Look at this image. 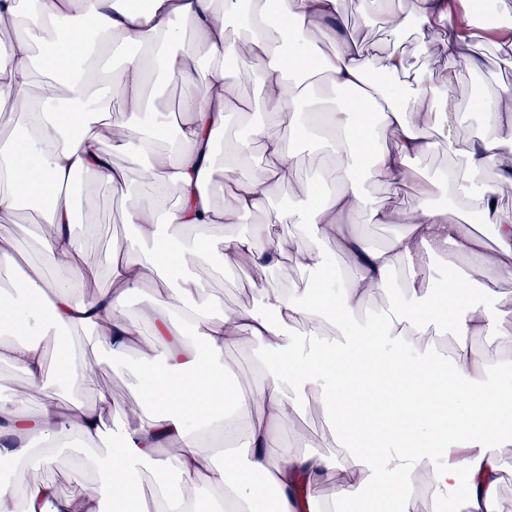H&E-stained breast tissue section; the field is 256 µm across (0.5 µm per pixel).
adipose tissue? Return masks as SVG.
<instances>
[{
  "label": "adipose tissue",
  "mask_w": 512,
  "mask_h": 512,
  "mask_svg": "<svg viewBox=\"0 0 512 512\" xmlns=\"http://www.w3.org/2000/svg\"><path fill=\"white\" fill-rule=\"evenodd\" d=\"M455 0H388L380 20L390 34L419 24L448 61L444 88H436L408 57L382 61V79L365 64V48L348 30L341 0H0V27L14 30L0 59V118L26 117L23 133L0 138V238L25 201L43 203L48 233L32 272L14 276L0 292V360L22 369L37 403L0 398V459L17 468L16 489L0 488V512H303L318 502L328 474L338 476L336 499L358 502L361 512H424L425 500L441 502L460 479L468 488L462 512H497L500 460L494 447L512 446V362L493 359L475 342L512 344V310L489 314L477 295L494 296L512 280V215L497 205L494 185H512V92L492 91L475 101L491 129L478 139L458 132L453 94L458 67L478 70L483 34H461ZM194 29L192 47L182 43V22ZM247 29L230 42L229 27ZM53 48L36 55L44 31ZM321 40H312L313 31ZM265 72L262 104L268 120L249 137L233 141L218 158L215 132L232 114L252 111L235 87L240 60ZM61 76L65 99L54 86L33 98L36 69ZM177 75L183 85L180 129L168 147L155 143L166 114L151 111L146 87L157 72ZM209 74L208 90L195 88ZM341 94L334 110L317 106V92ZM124 118L116 130L102 116L113 93ZM333 140L318 151L332 170L335 188L320 180L299 181L293 141L322 128ZM389 141H381L380 132ZM445 143L455 164L438 179H420L414 161ZM261 149L266 166L253 171ZM140 158L135 191L114 156ZM106 187L123 202L133 231L122 258L113 259L110 288L93 297L78 289L96 280L94 267L78 269L84 249L80 227L90 213L73 206L77 177ZM412 185L415 217L386 244L363 235L358 216L392 224L383 205H367L365 181ZM291 182L302 204L277 224L310 232L308 245L267 227V247L251 236H226L221 246L201 236L214 224L232 225L270 200L273 186ZM224 183L223 207L211 193ZM178 199L165 207L167 186ZM489 225L493 251L469 229L466 213ZM187 229L175 237L172 227ZM334 243L336 254L323 242ZM449 251L465 270L457 287L444 288L434 259ZM219 254L223 265L264 270L289 259L308 272L301 287L284 289L253 281L260 302L233 310L210 308L207 284L191 267ZM348 274H335L336 258ZM493 268L496 278L472 285L467 273ZM158 286L139 310L128 301L146 273ZM405 286L398 298L367 315L368 300L386 291L397 273ZM441 322L455 342L440 364L427 326ZM300 323L302 336L290 327ZM64 331L94 335L91 357L76 360L62 349L58 370H45L46 341ZM270 354L260 383L247 392L225 381L224 354L238 347ZM138 353L139 410L110 425L107 395L93 402L73 397L77 379L93 366L124 365ZM318 397L336 427L338 455L314 453L303 436L297 451L286 446L282 427L309 397ZM211 452H202L203 443ZM175 444L178 456L162 455ZM74 451L73 481L91 494L61 493L49 481L31 479ZM179 473L177 492L145 495L137 474ZM427 471L428 481L415 480Z\"/></svg>",
  "instance_id": "ef3b65f1"
}]
</instances>
